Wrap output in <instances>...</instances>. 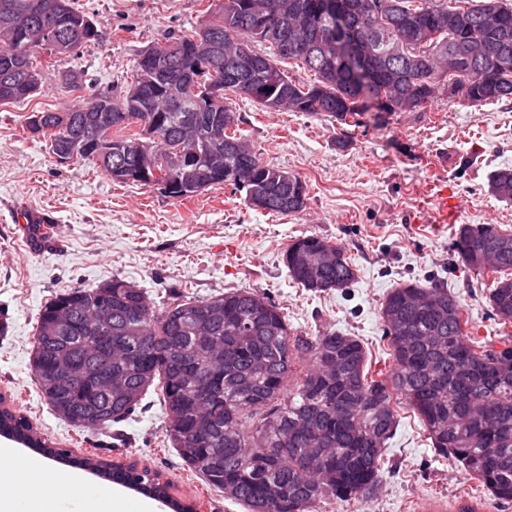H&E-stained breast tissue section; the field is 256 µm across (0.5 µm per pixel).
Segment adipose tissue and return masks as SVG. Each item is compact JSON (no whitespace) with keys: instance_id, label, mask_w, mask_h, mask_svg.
Returning a JSON list of instances; mask_svg holds the SVG:
<instances>
[{"instance_id":"adipose-tissue-1","label":"adipose tissue","mask_w":512,"mask_h":512,"mask_svg":"<svg viewBox=\"0 0 512 512\" xmlns=\"http://www.w3.org/2000/svg\"><path fill=\"white\" fill-rule=\"evenodd\" d=\"M0 470L9 473L8 483L0 485V512H16L18 500L35 502V512H59L65 501L74 502L76 512H103L112 491L102 488L88 494L79 473L56 469L32 457H20L15 448L0 445Z\"/></svg>"}]
</instances>
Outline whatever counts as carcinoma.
<instances>
[{
    "label": "carcinoma",
    "mask_w": 512,
    "mask_h": 512,
    "mask_svg": "<svg viewBox=\"0 0 512 512\" xmlns=\"http://www.w3.org/2000/svg\"><path fill=\"white\" fill-rule=\"evenodd\" d=\"M39 0H0V83L22 81L31 73L39 81L25 96L31 99L46 82L42 51L15 52L13 30L43 26L68 36L86 16L61 0L55 14L41 12ZM251 0H211L205 25L236 41L207 56L186 55L172 63L175 72L193 79L195 91L182 107L168 106L166 85L156 87L142 108L161 111L154 139L143 130L121 131L135 121H118L97 108L115 104L99 92L66 110L59 122L48 113L49 151L67 153L70 162L90 163L116 183H136L138 158L158 161L178 157L187 148L205 160L220 163L209 187L230 186L250 200L255 192L269 200L265 211L299 213L308 192L298 194L297 175L264 162L256 153L242 154L233 144L244 141L240 116L227 106L221 127L209 134L214 113L207 109L211 66L224 73L223 92L239 97L234 75L248 76L250 86L277 78V94L292 100L294 112L324 115L341 123H360L372 109L394 112V105L419 112L438 98L442 85L453 83L474 105L512 100V0H386L388 13L361 33L365 62L360 72L329 61L336 46L320 38L331 26H352L367 0H346L341 16L324 11L325 0H263L268 20L250 22ZM442 9L446 25L433 22ZM495 12L498 21L484 25L474 39L461 34ZM288 33V52L271 38ZM295 59L314 72L310 84L297 82L279 63ZM100 128L118 160H101L82 148ZM488 190L512 201V167L492 171ZM458 260L470 270L495 274L486 296L498 324L512 327V234L493 224H462L456 231ZM288 275L313 292L349 287L355 270L342 247L309 235L288 246ZM70 312L74 326L61 338L47 328L57 313ZM384 332L392 348L393 369L370 371L366 351L355 336L324 331L315 336L291 332L282 309L249 288L231 289L208 298L172 299L157 311L142 289L114 277L95 288H74L53 297L37 317L33 368L37 388L58 417L68 413L112 415L105 426L128 420L150 386L161 384L159 401L168 418V436L184 463L205 482L244 506L247 512H315L325 499L349 502L374 494L380 483L383 450L397 428V407L405 406L422 421L433 448L450 456L477 479L490 495L512 501V334L478 343L468 336L469 316L458 296L438 281L397 284L381 307ZM201 322L209 325L210 343L192 336ZM112 337L106 361L112 379L122 387L107 394L100 378L89 375L102 359L101 337ZM87 375L71 382L65 394L50 390L52 376L66 361ZM0 426L62 458L66 450L51 448L27 420L0 407ZM222 448L216 456L212 449ZM78 466L107 476L116 474L158 496L168 483L156 473L130 464L119 470L94 457Z\"/></svg>",
    "instance_id": "cac0c4a2"
}]
</instances>
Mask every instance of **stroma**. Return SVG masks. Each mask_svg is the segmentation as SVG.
<instances>
[{
  "instance_id": "obj_1",
  "label": "stroma",
  "mask_w": 512,
  "mask_h": 512,
  "mask_svg": "<svg viewBox=\"0 0 512 512\" xmlns=\"http://www.w3.org/2000/svg\"><path fill=\"white\" fill-rule=\"evenodd\" d=\"M99 32L97 41L58 60L44 92L30 101L0 104V396L37 433L77 457L130 463L158 472L170 495L200 512H244L209 486L178 456L159 402V386L130 420L86 430L58 418L31 371L41 308L70 288H92L119 276L142 288L152 305L182 295L206 298L249 288L272 299L295 333L336 330L358 337L372 369L392 367L381 303L406 280H442L470 315L469 334L484 342L500 330L487 304L492 274L466 269L453 249L461 224H493L512 232V203L492 196L490 173L512 167V100L473 106L439 96L420 112L364 115L360 125L325 116L266 112L231 96L240 129L264 162L307 185L304 211L270 214L248 207L242 194L218 186L187 200L159 187L117 184L90 164H61L45 138L24 119L57 112L81 94L119 93L139 53L203 24L209 0H73ZM78 73L82 93L58 74ZM345 148H338V141ZM445 180L461 199L456 223L426 224L431 187ZM51 217L41 248L28 249L25 217ZM317 235L341 246L355 269L350 288L314 293L288 276L283 255L298 237ZM382 456L375 496L321 502L317 512H417L425 497L456 512L464 498L485 512H512L481 483L437 454L412 410Z\"/></svg>"
}]
</instances>
